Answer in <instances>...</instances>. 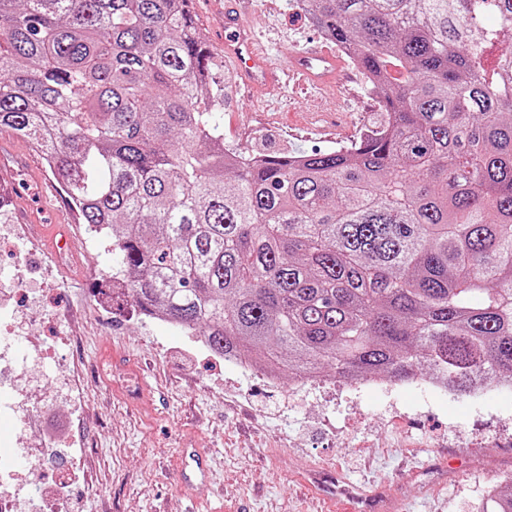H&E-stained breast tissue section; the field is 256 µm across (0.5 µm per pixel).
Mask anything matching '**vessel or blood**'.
<instances>
[{"label":"vessel or blood","mask_w":512,"mask_h":512,"mask_svg":"<svg viewBox=\"0 0 512 512\" xmlns=\"http://www.w3.org/2000/svg\"><path fill=\"white\" fill-rule=\"evenodd\" d=\"M250 0H225L224 61L234 68L247 86L263 85L272 89L291 86L294 92L325 88L340 80L341 62L335 56L311 49L296 54L283 67L276 66L255 46L254 35L247 23ZM183 485L196 492L206 485L211 472L212 456L204 448H186L181 453Z\"/></svg>","instance_id":"vessel-or-blood-1"}]
</instances>
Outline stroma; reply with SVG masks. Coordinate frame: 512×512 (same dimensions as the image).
<instances>
[{
    "label": "stroma",
    "mask_w": 512,
    "mask_h": 512,
    "mask_svg": "<svg viewBox=\"0 0 512 512\" xmlns=\"http://www.w3.org/2000/svg\"><path fill=\"white\" fill-rule=\"evenodd\" d=\"M253 22L273 59L337 47L296 11L294 0H252ZM361 73L319 97L273 99L232 79L224 94V144L254 154L312 153L350 145L377 111ZM57 183L27 139L0 133V187L18 243L0 249V272L36 268L18 293L33 308L14 342L20 355L49 348L53 366L21 376L43 447L70 440L84 468L65 458L37 465L42 485L71 512H325L337 478L380 490L403 512H474L489 487L512 488V392L436 394L412 381L322 387L288 379L267 386L214 355L175 324L146 318L123 297L103 305L117 260L92 241L76 212L55 200ZM66 234L59 260L45 226ZM64 336H79L72 347ZM69 376L86 395L72 418L57 398ZM214 455L209 488L187 496L177 456Z\"/></svg>",
    "instance_id": "35a3bbf8"
}]
</instances>
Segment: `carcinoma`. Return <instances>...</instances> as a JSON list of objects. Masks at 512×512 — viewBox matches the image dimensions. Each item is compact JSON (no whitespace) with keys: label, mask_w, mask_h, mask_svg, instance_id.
Segmentation results:
<instances>
[{"label":"carcinoma","mask_w":512,"mask_h":512,"mask_svg":"<svg viewBox=\"0 0 512 512\" xmlns=\"http://www.w3.org/2000/svg\"><path fill=\"white\" fill-rule=\"evenodd\" d=\"M306 2L379 103L344 148L227 153L191 0H0V131L41 144L139 312L216 355L512 380V54L485 66L512 0Z\"/></svg>","instance_id":"obj_1"}]
</instances>
